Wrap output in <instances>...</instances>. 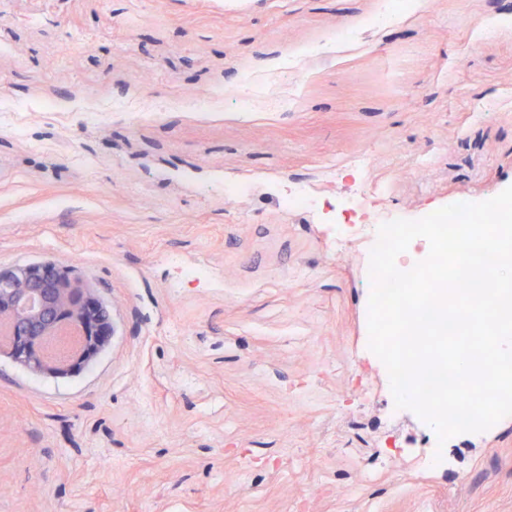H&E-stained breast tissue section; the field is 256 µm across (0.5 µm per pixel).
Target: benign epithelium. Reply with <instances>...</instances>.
<instances>
[{"label":"benign epithelium","mask_w":512,"mask_h":512,"mask_svg":"<svg viewBox=\"0 0 512 512\" xmlns=\"http://www.w3.org/2000/svg\"><path fill=\"white\" fill-rule=\"evenodd\" d=\"M0 336L8 354L33 372L66 377L85 369L111 339L106 309L67 265L0 269Z\"/></svg>","instance_id":"1"}]
</instances>
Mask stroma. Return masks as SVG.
<instances>
[{
  "mask_svg": "<svg viewBox=\"0 0 512 512\" xmlns=\"http://www.w3.org/2000/svg\"><path fill=\"white\" fill-rule=\"evenodd\" d=\"M398 3L0 0V267L73 266L113 328L74 376L0 355V512H512V415L413 471L435 432L368 347L370 253L283 198L512 186V0Z\"/></svg>",
  "mask_w": 512,
  "mask_h": 512,
  "instance_id": "obj_1",
  "label": "stroma"
}]
</instances>
